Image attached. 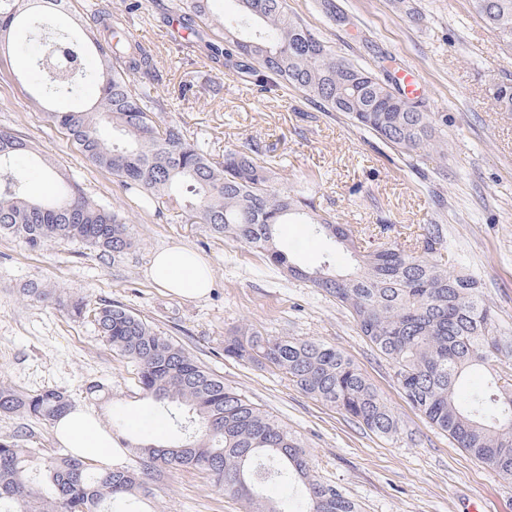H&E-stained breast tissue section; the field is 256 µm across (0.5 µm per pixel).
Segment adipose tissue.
Returning a JSON list of instances; mask_svg holds the SVG:
<instances>
[{
	"label": "adipose tissue",
	"mask_w": 512,
	"mask_h": 512,
	"mask_svg": "<svg viewBox=\"0 0 512 512\" xmlns=\"http://www.w3.org/2000/svg\"><path fill=\"white\" fill-rule=\"evenodd\" d=\"M158 286L187 299L206 296L211 275L208 267L187 247L173 245L158 251L148 268ZM56 438L81 459L115 460L120 450L101 419L80 408L65 412L53 424Z\"/></svg>",
	"instance_id": "ef3b65f1"
}]
</instances>
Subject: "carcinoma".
Segmentation results:
<instances>
[{
    "label": "carcinoma",
    "instance_id": "carcinoma-1",
    "mask_svg": "<svg viewBox=\"0 0 512 512\" xmlns=\"http://www.w3.org/2000/svg\"><path fill=\"white\" fill-rule=\"evenodd\" d=\"M209 2L171 0L169 11L241 80L267 93L297 89L320 110L343 113L410 157L437 148L433 113L389 81L336 56L290 15L288 0H237L232 20L214 17ZM471 6L511 47L512 0H471ZM69 7L70 0H0V53L26 73L31 43L17 31ZM82 27L83 36L45 38L36 66L46 94L80 97L86 82L97 88V98L86 108L52 110L50 121L139 204L163 199L212 233L262 253L272 266L334 297L391 363L406 402L459 447L512 477V346L498 338L494 311L477 279L448 271L442 225H428L412 249L395 241L354 245L348 225L277 183L259 152L226 148L218 162L181 126L158 122L168 100L155 89L154 56L133 42L120 18H110L109 6L95 10ZM89 54L99 66L87 74L82 62ZM493 99L512 112L511 78L494 84ZM34 152L28 139L0 128V237L30 251L57 240L77 242L114 258L138 246L119 212L88 195L73 177L59 178L52 196H31L26 169L16 161ZM292 222L313 225L333 245L317 267H299L279 246V226ZM340 247L353 254L350 271L337 269ZM93 316L101 336L135 365L140 389L159 405L158 416L173 423L169 442L137 447L146 465L204 469L249 512H358L338 487L312 475L305 450L285 425L183 347L122 305H102ZM224 355L282 370L304 393L376 434L397 430L396 416L365 375L333 346L240 331L224 337ZM488 367L493 373L487 384L460 400L464 376ZM71 408L57 389L24 395L0 384V414L27 413L51 424ZM273 480L297 487L295 495L268 497L265 486ZM145 496L138 475L128 470L100 468L70 453L45 459L17 440H0V512H136Z\"/></svg>",
    "mask_w": 512,
    "mask_h": 512
}]
</instances>
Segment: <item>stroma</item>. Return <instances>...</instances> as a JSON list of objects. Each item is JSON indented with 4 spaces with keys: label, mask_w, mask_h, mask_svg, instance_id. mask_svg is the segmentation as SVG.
<instances>
[{
    "label": "stroma",
    "mask_w": 512,
    "mask_h": 512,
    "mask_svg": "<svg viewBox=\"0 0 512 512\" xmlns=\"http://www.w3.org/2000/svg\"><path fill=\"white\" fill-rule=\"evenodd\" d=\"M168 2L154 0L127 23L156 55L163 74L158 94L173 97L161 120L182 126L214 155L228 147L259 151L282 181L312 194L317 208L350 225L358 241L409 246L427 225H445L449 258L481 283L499 336L512 340V112L500 110L492 96L494 83L512 75V49L469 0H335L358 25L357 39L324 16L317 0H288L290 11L338 56L392 81L399 71L414 72L419 101L442 119L437 129L444 143L442 151L414 159L340 113L320 111L297 90L276 97L249 89L205 62L201 43L174 42ZM415 12L421 22L412 21ZM15 71L14 60L0 59V127L28 136L42 158L119 210L138 246L115 259L66 241L30 251L0 237V383L27 394L61 390L107 425L122 416L133 445L119 466L140 471L147 512H247L206 470L145 468L137 444L165 442L173 429L156 427V403L140 390L134 365L113 351L92 319L70 312L77 300L91 308L120 304L287 426L316 478L339 487L358 512H512V477L458 448L407 404L391 365L336 299L181 211L128 199L111 174L87 162L48 120L52 101L32 99L31 81ZM182 84L191 90L180 98ZM279 240L307 268L331 249L307 224L281 225ZM171 245L208 264L213 285L206 297L180 298L150 280L153 254ZM32 285L50 290V298L27 296ZM240 329L315 339L343 351L396 415V433H371L276 368L225 357V336ZM93 382L104 387L96 398L86 393ZM18 436L47 458L64 450L48 422L0 415V440Z\"/></svg>",
    "instance_id": "obj_1"
}]
</instances>
